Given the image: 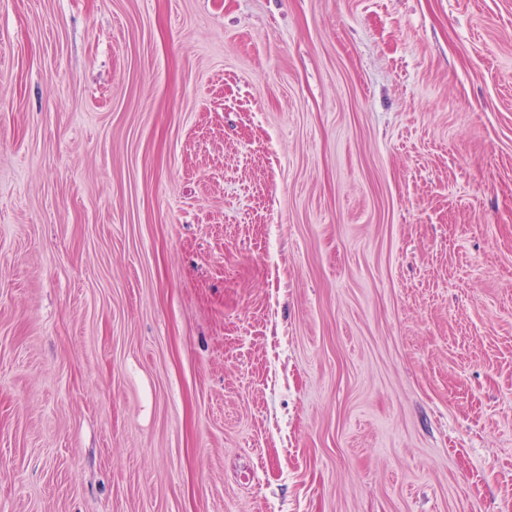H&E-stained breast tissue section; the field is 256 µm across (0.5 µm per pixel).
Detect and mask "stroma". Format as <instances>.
<instances>
[{
  "label": "stroma",
  "instance_id": "1",
  "mask_svg": "<svg viewBox=\"0 0 512 512\" xmlns=\"http://www.w3.org/2000/svg\"><path fill=\"white\" fill-rule=\"evenodd\" d=\"M0 512H512V0H0Z\"/></svg>",
  "mask_w": 512,
  "mask_h": 512
}]
</instances>
